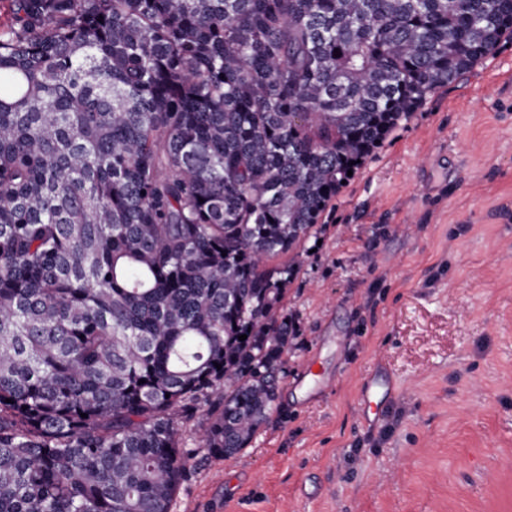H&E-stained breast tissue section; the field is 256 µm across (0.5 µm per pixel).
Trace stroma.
Segmentation results:
<instances>
[{
  "instance_id": "stroma-1",
  "label": "stroma",
  "mask_w": 512,
  "mask_h": 512,
  "mask_svg": "<svg viewBox=\"0 0 512 512\" xmlns=\"http://www.w3.org/2000/svg\"><path fill=\"white\" fill-rule=\"evenodd\" d=\"M283 310L278 406L172 512H512V38L438 88L328 204ZM395 396L375 427L360 381ZM379 387V382L368 379H364L359 387L357 409L363 423L370 421L369 413L372 411L373 406H377V402L382 400L385 396V394H382L378 399Z\"/></svg>"
}]
</instances>
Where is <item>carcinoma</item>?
<instances>
[{
    "label": "carcinoma",
    "instance_id": "1",
    "mask_svg": "<svg viewBox=\"0 0 512 512\" xmlns=\"http://www.w3.org/2000/svg\"><path fill=\"white\" fill-rule=\"evenodd\" d=\"M0 16V512H172L180 425L207 407L204 456L229 460L276 406L297 326L268 261L512 36V0Z\"/></svg>",
    "mask_w": 512,
    "mask_h": 512
}]
</instances>
